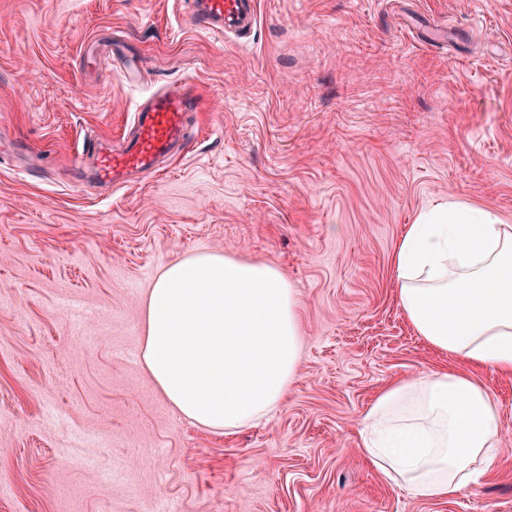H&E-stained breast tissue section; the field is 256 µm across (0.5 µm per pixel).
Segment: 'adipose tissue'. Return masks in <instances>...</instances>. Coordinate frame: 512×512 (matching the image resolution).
Here are the masks:
<instances>
[{
    "mask_svg": "<svg viewBox=\"0 0 512 512\" xmlns=\"http://www.w3.org/2000/svg\"><path fill=\"white\" fill-rule=\"evenodd\" d=\"M397 300L429 346L512 372V225L460 201L423 211L394 254ZM297 294L274 264L196 253L163 267L148 295L142 361L191 424L232 433L281 403L301 355ZM361 451L393 485L461 495L501 447L499 409L472 375L431 369L382 388Z\"/></svg>",
    "mask_w": 512,
    "mask_h": 512,
    "instance_id": "adipose-tissue-1",
    "label": "adipose tissue"
}]
</instances>
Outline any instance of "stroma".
Masks as SVG:
<instances>
[{
    "label": "stroma",
    "instance_id": "35a3bbf8",
    "mask_svg": "<svg viewBox=\"0 0 512 512\" xmlns=\"http://www.w3.org/2000/svg\"><path fill=\"white\" fill-rule=\"evenodd\" d=\"M122 40L143 80L85 64ZM201 109L182 154L116 188L74 178L160 85ZM457 199L512 225V0H258L247 37L182 0H0V512H512V375L474 369L501 450L426 501L364 458L388 382L452 366L400 311L406 224ZM277 265L303 347L280 406L233 434L180 419L142 365L162 266Z\"/></svg>",
    "mask_w": 512,
    "mask_h": 512
}]
</instances>
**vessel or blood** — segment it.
I'll use <instances>...</instances> for the list:
<instances>
[{"instance_id":"vessel-or-blood-1","label":"vessel or blood","mask_w":512,"mask_h":512,"mask_svg":"<svg viewBox=\"0 0 512 512\" xmlns=\"http://www.w3.org/2000/svg\"><path fill=\"white\" fill-rule=\"evenodd\" d=\"M187 8L194 28L219 37L250 32L257 24V0H188ZM199 110L200 100L191 88L160 87L136 106L118 148L90 142L77 163L94 181L114 187L154 172L181 154L190 118Z\"/></svg>"}]
</instances>
